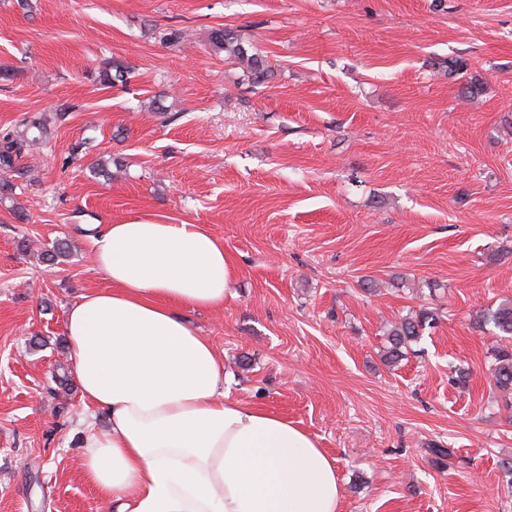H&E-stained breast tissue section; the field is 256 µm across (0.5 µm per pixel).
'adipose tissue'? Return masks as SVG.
Returning <instances> with one entry per match:
<instances>
[{
    "mask_svg": "<svg viewBox=\"0 0 512 512\" xmlns=\"http://www.w3.org/2000/svg\"><path fill=\"white\" fill-rule=\"evenodd\" d=\"M93 261L108 281L66 310L85 401V476L112 512H340L336 464L288 419L224 391V356L190 323L224 305L232 260L204 225L99 224Z\"/></svg>",
    "mask_w": 512,
    "mask_h": 512,
    "instance_id": "1",
    "label": "adipose tissue"
}]
</instances>
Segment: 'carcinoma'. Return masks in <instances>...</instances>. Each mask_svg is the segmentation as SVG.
<instances>
[{"mask_svg":"<svg viewBox=\"0 0 512 512\" xmlns=\"http://www.w3.org/2000/svg\"><path fill=\"white\" fill-rule=\"evenodd\" d=\"M212 43L224 51L227 60L248 63L251 76L256 82L264 81L270 72V66L264 57L250 52L252 45L236 31L219 28L211 33ZM131 74V67L120 60H112L99 73L100 81L105 84H125ZM48 130L45 121L36 118L21 120L20 129L0 130V199L15 192L17 184L12 178L17 176L33 181L32 170L24 169L17 162L26 148L46 140ZM435 315L428 309H421L413 316L405 317L391 325L386 331L387 346L384 350V362L391 364L402 360L407 348L420 340L422 330L432 327ZM481 331L492 327L500 339H512V299L502 300L496 307L483 311L476 320ZM488 369L497 389L504 398L512 396V346L495 344L489 350Z\"/></svg>","mask_w":512,"mask_h":512,"instance_id":"obj_1","label":"carcinoma"}]
</instances>
